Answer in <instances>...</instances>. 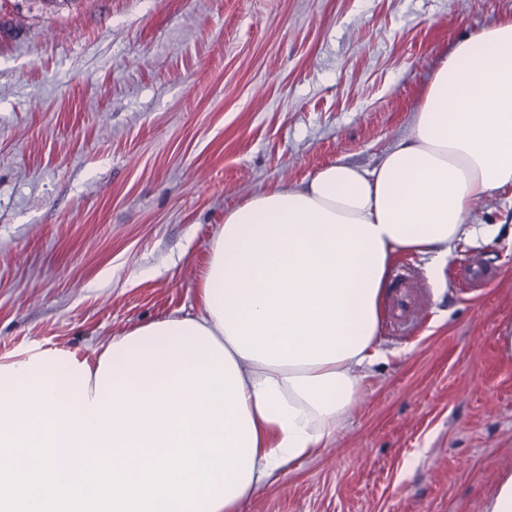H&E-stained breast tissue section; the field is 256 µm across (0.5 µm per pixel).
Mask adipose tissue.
I'll use <instances>...</instances> for the list:
<instances>
[{
	"instance_id": "1",
	"label": "adipose tissue",
	"mask_w": 512,
	"mask_h": 512,
	"mask_svg": "<svg viewBox=\"0 0 512 512\" xmlns=\"http://www.w3.org/2000/svg\"><path fill=\"white\" fill-rule=\"evenodd\" d=\"M512 187V18L458 40L433 71L408 135L370 170L333 163L300 188L224 214L196 311L141 324L92 356L33 351L0 361V433L40 443L59 480L110 457L139 474L217 419L232 464L190 512H242L346 424L372 367L395 256L419 254L435 286L464 239L490 241L476 204Z\"/></svg>"
}]
</instances>
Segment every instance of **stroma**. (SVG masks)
Returning a JSON list of instances; mask_svg holds the SVG:
<instances>
[{"mask_svg": "<svg viewBox=\"0 0 512 512\" xmlns=\"http://www.w3.org/2000/svg\"><path fill=\"white\" fill-rule=\"evenodd\" d=\"M512 0H0V361L189 310L225 211L372 169L458 39ZM352 421L243 512H484L512 473V196L480 201Z\"/></svg>", "mask_w": 512, "mask_h": 512, "instance_id": "obj_1", "label": "stroma"}]
</instances>
